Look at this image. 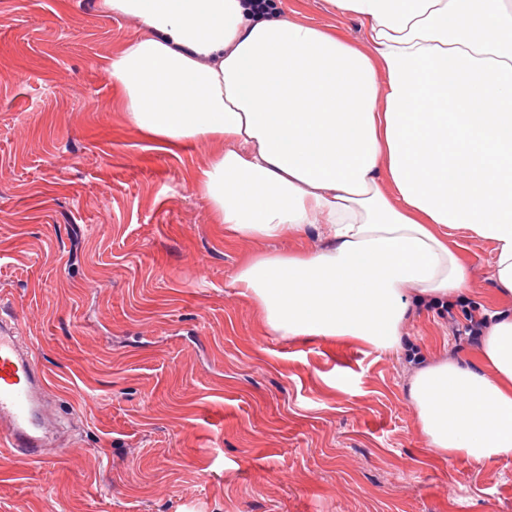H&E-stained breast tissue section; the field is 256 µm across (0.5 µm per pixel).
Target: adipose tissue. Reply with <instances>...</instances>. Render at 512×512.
<instances>
[{
  "mask_svg": "<svg viewBox=\"0 0 512 512\" xmlns=\"http://www.w3.org/2000/svg\"><path fill=\"white\" fill-rule=\"evenodd\" d=\"M327 3L367 21L369 51L250 0H101L140 25L106 71L144 140L211 145L191 183L225 238L273 243L233 278L265 332L380 353L413 306L464 298L450 231L493 244L512 298V0ZM310 229L316 250L276 249ZM408 395L433 455L512 456V308L475 364L435 360Z\"/></svg>",
  "mask_w": 512,
  "mask_h": 512,
  "instance_id": "obj_1",
  "label": "adipose tissue"
}]
</instances>
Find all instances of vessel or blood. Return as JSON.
Instances as JSON below:
<instances>
[{
	"label": "vessel or blood",
	"mask_w": 512,
	"mask_h": 512,
	"mask_svg": "<svg viewBox=\"0 0 512 512\" xmlns=\"http://www.w3.org/2000/svg\"><path fill=\"white\" fill-rule=\"evenodd\" d=\"M47 379L23 345L17 323L0 321V446L24 459L61 447L48 405Z\"/></svg>",
	"instance_id": "obj_1"
}]
</instances>
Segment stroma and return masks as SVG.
Here are the masks:
<instances>
[{
  "label": "stroma",
  "instance_id": "35a3bbf8",
  "mask_svg": "<svg viewBox=\"0 0 512 512\" xmlns=\"http://www.w3.org/2000/svg\"><path fill=\"white\" fill-rule=\"evenodd\" d=\"M278 7L368 46L326 0ZM138 33L99 0H0V318L66 423L49 459L0 447V512H512V457L431 456L408 399L407 346L471 359L473 311L512 306L493 245L455 234L471 290L395 349L265 333L233 275L268 243L226 240L191 186L210 146L122 118L106 59Z\"/></svg>",
  "mask_w": 512,
  "mask_h": 512
}]
</instances>
